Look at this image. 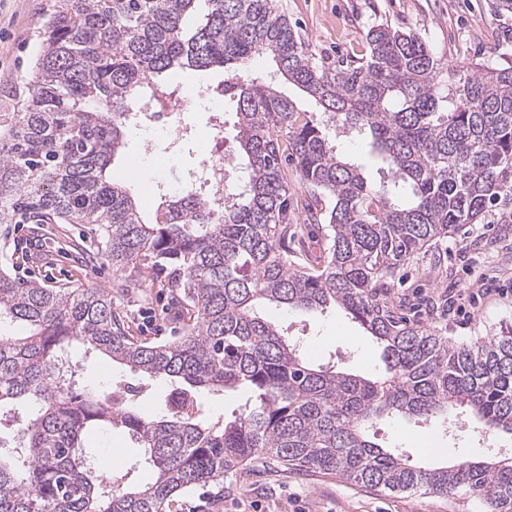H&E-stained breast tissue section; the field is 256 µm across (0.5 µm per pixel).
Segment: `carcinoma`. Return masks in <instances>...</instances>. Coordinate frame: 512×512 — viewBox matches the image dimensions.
Wrapping results in <instances>:
<instances>
[{
    "mask_svg": "<svg viewBox=\"0 0 512 512\" xmlns=\"http://www.w3.org/2000/svg\"><path fill=\"white\" fill-rule=\"evenodd\" d=\"M26 98L0 114V224H97L127 283L166 271L182 335L135 336L100 288L48 287L0 271V320L29 327L0 336V512H167L173 498L262 455L291 470L339 475L381 492L481 498L512 512V456L426 468L367 431L387 415L471 413L512 435V332L455 345L395 318L380 300L401 264L488 214L512 223V66L479 65L455 81L413 32L380 24L368 54L326 64L276 0H54L38 32ZM267 57L274 70L244 65ZM224 70L236 102L230 138L243 178L224 208L197 192L163 195L153 211L112 180L127 125L179 71ZM315 101L300 109L278 86ZM348 133L363 147L337 149ZM325 207L322 255L296 248L284 165ZM322 311L335 305L383 347L386 375L315 367L256 303ZM79 343L145 379L172 384L151 414L120 382L99 393L66 361ZM243 389L231 419L205 399ZM125 430L152 481L99 473L84 436Z\"/></svg>",
    "mask_w": 512,
    "mask_h": 512,
    "instance_id": "cac0c4a2",
    "label": "carcinoma"
}]
</instances>
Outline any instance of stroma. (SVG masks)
Returning <instances> with one entry per match:
<instances>
[{
	"instance_id": "obj_1",
	"label": "stroma",
	"mask_w": 512,
	"mask_h": 512,
	"mask_svg": "<svg viewBox=\"0 0 512 512\" xmlns=\"http://www.w3.org/2000/svg\"><path fill=\"white\" fill-rule=\"evenodd\" d=\"M493 0H278L280 9L309 44L317 58L363 57L371 26L385 24L421 37L444 65L467 71L479 64L512 66V13H493ZM50 0H0V113L17 111L23 79L36 56L37 31ZM190 135L178 153L167 152L157 134L128 136L112 165L121 179L131 160H139L140 176L128 183L131 194L144 198L148 188L175 183L197 162V145L206 139L208 112L184 115ZM0 253L8 254L18 277H35L46 285L111 289L120 277L106 257L98 227L69 224H0ZM481 292L475 307L455 309L461 289ZM386 295L397 316L436 328L456 344H473L500 335L512 326V224H467L458 233L400 267ZM113 301L134 334L159 341L178 333L166 275L152 286L128 288ZM261 317L303 337L307 358L316 364L335 362L337 370L364 377L385 369L382 347L344 310L286 312L261 302ZM141 386L139 400L149 411L164 409L169 383L140 380L102 356L87 364L84 385L108 389L113 382ZM375 441L403 449L411 459L481 460L512 452V435L500 432L481 440L477 432L447 436L435 423L400 416L385 417L371 427ZM104 473L130 469V482L151 481L150 469L137 466L141 455L124 431L90 434ZM171 512H485L481 499L465 493L452 496L379 492L338 476L299 473L276 466L232 471L223 488H203L178 498Z\"/></svg>"
}]
</instances>
